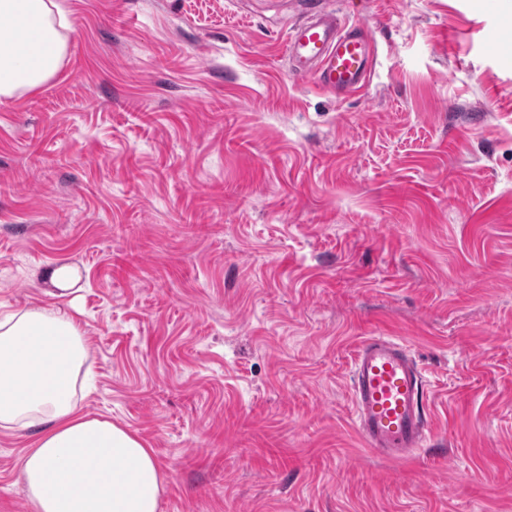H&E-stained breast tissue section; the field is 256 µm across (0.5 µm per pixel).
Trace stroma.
<instances>
[{"label": "stroma", "mask_w": 512, "mask_h": 512, "mask_svg": "<svg viewBox=\"0 0 512 512\" xmlns=\"http://www.w3.org/2000/svg\"><path fill=\"white\" fill-rule=\"evenodd\" d=\"M58 3L59 75L0 99V315L77 270L84 409L153 449L158 512H512V0ZM315 7L379 31L356 94L288 68ZM377 335L426 379L404 463L354 426Z\"/></svg>", "instance_id": "35a3bbf8"}]
</instances>
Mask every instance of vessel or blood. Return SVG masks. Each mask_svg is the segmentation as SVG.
Segmentation results:
<instances>
[{
	"label": "vessel or blood",
	"instance_id": "b4317fda",
	"mask_svg": "<svg viewBox=\"0 0 512 512\" xmlns=\"http://www.w3.org/2000/svg\"><path fill=\"white\" fill-rule=\"evenodd\" d=\"M373 43L362 25L316 10L289 28L285 51L297 75L347 97L371 74ZM350 391L358 432L377 455L400 463L428 447L424 375L401 341L365 338L354 356Z\"/></svg>",
	"mask_w": 512,
	"mask_h": 512
}]
</instances>
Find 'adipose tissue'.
<instances>
[{
  "instance_id": "obj_1",
  "label": "adipose tissue",
  "mask_w": 512,
  "mask_h": 512,
  "mask_svg": "<svg viewBox=\"0 0 512 512\" xmlns=\"http://www.w3.org/2000/svg\"><path fill=\"white\" fill-rule=\"evenodd\" d=\"M54 0H0V98L58 75L67 22ZM89 347L78 316L26 307L0 317V428L30 435L21 477L30 512H158L160 465L138 435L89 416L77 392Z\"/></svg>"
}]
</instances>
